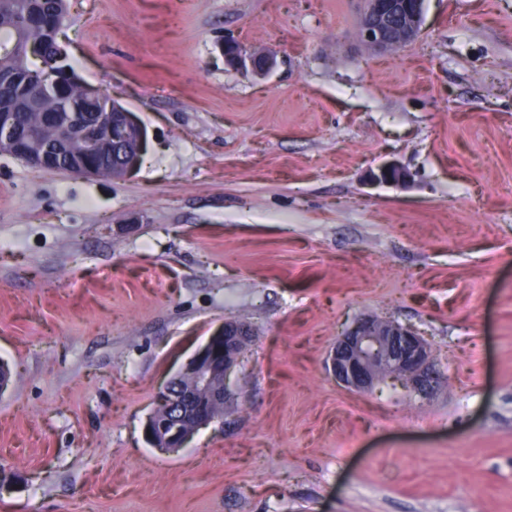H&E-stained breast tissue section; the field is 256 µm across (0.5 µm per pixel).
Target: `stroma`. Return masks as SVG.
<instances>
[{"label":"stroma","mask_w":512,"mask_h":512,"mask_svg":"<svg viewBox=\"0 0 512 512\" xmlns=\"http://www.w3.org/2000/svg\"><path fill=\"white\" fill-rule=\"evenodd\" d=\"M68 11L147 155L124 180L0 155V512H512V0H427L396 53L357 0ZM368 313L428 341L432 394L336 383ZM227 319L254 331L234 401L158 452L159 386ZM229 47H235V52L228 53ZM224 57L229 65L260 76L267 74L276 64L274 56L264 48L243 46L234 39L224 42Z\"/></svg>","instance_id":"1"}]
</instances>
